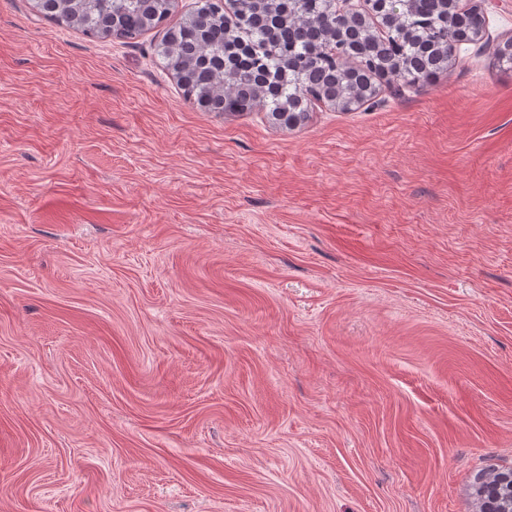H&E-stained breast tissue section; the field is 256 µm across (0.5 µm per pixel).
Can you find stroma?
Segmentation results:
<instances>
[{"label":"stroma","instance_id":"1","mask_svg":"<svg viewBox=\"0 0 512 512\" xmlns=\"http://www.w3.org/2000/svg\"><path fill=\"white\" fill-rule=\"evenodd\" d=\"M434 82L205 112L0 0V512H476L512 466V0Z\"/></svg>","mask_w":512,"mask_h":512}]
</instances>
